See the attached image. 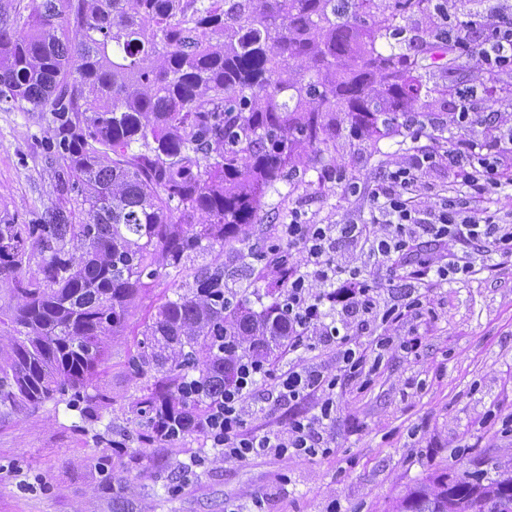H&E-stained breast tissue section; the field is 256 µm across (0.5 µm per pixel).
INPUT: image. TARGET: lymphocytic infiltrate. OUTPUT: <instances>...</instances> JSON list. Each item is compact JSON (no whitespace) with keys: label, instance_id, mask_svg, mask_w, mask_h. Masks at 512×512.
I'll return each instance as SVG.
<instances>
[{"label":"lymphocytic infiltrate","instance_id":"1","mask_svg":"<svg viewBox=\"0 0 512 512\" xmlns=\"http://www.w3.org/2000/svg\"><path fill=\"white\" fill-rule=\"evenodd\" d=\"M482 12L481 36L466 37L453 24V0H438L440 24L437 38L464 49L487 75L512 74V0H489ZM496 149L462 138L442 153L420 151L407 166L386 170L369 192L372 221L368 224H309L292 215L280 225V237L295 249L296 260L275 266L288 281L283 308L288 315L289 340L301 345L304 336L319 329L322 344L338 347L343 375L353 378L363 368L364 354L356 341L340 331L348 322L369 326L377 314V294L370 282L336 265L331 255L338 240L364 247L375 261H394L403 278L421 281L434 276L451 280L476 275V253L494 248L512 258V225L483 207L487 196L512 187V175L500 171L498 149L512 145V127L502 130ZM448 162V176L468 190V199L450 195L439 208L423 213L411 203L418 175L434 165L437 157ZM455 243L445 263L434 264L428 245ZM271 377L279 398L301 402L317 393L335 390L337 378L318 367H290L271 375L262 361L244 357L236 365V382L225 388L202 414L157 409L150 422L149 442L164 444L191 432L202 433L225 458L242 460L269 450L317 454L323 448L322 429L332 404L323 402L311 416L295 417L284 432L247 431L244 403L260 378Z\"/></svg>","mask_w":512,"mask_h":512}]
</instances>
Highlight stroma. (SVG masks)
I'll return each mask as SVG.
<instances>
[{
  "instance_id": "35a3bbf8",
  "label": "stroma",
  "mask_w": 512,
  "mask_h": 512,
  "mask_svg": "<svg viewBox=\"0 0 512 512\" xmlns=\"http://www.w3.org/2000/svg\"><path fill=\"white\" fill-rule=\"evenodd\" d=\"M428 104L437 144L461 133L490 141L483 125L458 130L452 100L435 95ZM47 119L0 101L2 221L36 223L56 201L42 160ZM338 128L336 151L311 162L297 189L279 182L266 190L251 244L264 251L279 245L278 227L294 209L313 224L369 221L367 197L349 196L326 172L344 166L348 179L369 187L386 168L407 162L413 143L405 130L374 143L352 138L348 123ZM333 257L374 284L380 310L411 295L420 304L396 324H349L365 365L359 379L336 387L324 452L230 460L198 433L165 445L141 442L147 423L132 405L153 376L137 375L129 361L144 322L186 279L165 271L112 343L101 383L113 402L99 420L50 403L0 414V512H391L434 472L512 463V435L501 432L512 417V261L490 273L413 284L351 244L338 243ZM412 337L417 346L404 349ZM336 352L333 344L281 348L269 363L277 373L298 365L332 371ZM321 404L316 396L277 401L262 384L248 401L247 425L282 432L293 416L317 413ZM114 440L122 449L111 448Z\"/></svg>"
}]
</instances>
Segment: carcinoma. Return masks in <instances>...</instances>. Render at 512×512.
<instances>
[{
    "label": "carcinoma",
    "instance_id": "1",
    "mask_svg": "<svg viewBox=\"0 0 512 512\" xmlns=\"http://www.w3.org/2000/svg\"><path fill=\"white\" fill-rule=\"evenodd\" d=\"M435 0H41L0 9V100L50 120L43 161L58 203L37 224H0V409L109 404L99 386L108 340L167 269L236 243L264 188L297 177L304 155L337 149L336 118L377 143L400 114L453 98L456 49L411 51L405 21ZM446 59L452 79L423 71ZM132 362L160 374L137 399L202 411L233 383L243 356L288 341L279 303L260 312L224 291V265L196 268L161 303ZM512 512V469L437 471L392 512Z\"/></svg>",
    "mask_w": 512,
    "mask_h": 512
}]
</instances>
